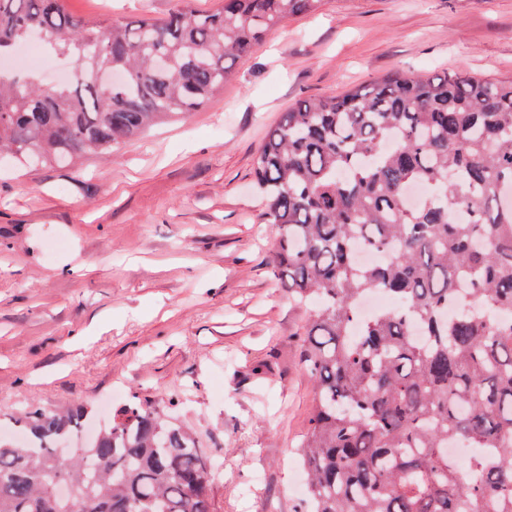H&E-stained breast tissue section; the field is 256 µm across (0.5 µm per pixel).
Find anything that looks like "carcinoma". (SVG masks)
I'll use <instances>...</instances> for the list:
<instances>
[{"instance_id": "obj_1", "label": "carcinoma", "mask_w": 512, "mask_h": 512, "mask_svg": "<svg viewBox=\"0 0 512 512\" xmlns=\"http://www.w3.org/2000/svg\"><path fill=\"white\" fill-rule=\"evenodd\" d=\"M324 0H181L166 17L86 22L64 0H0V54L36 39L74 63L45 89L0 76V154L20 165L109 154L224 87L272 29ZM126 72L104 87L95 69ZM273 273L301 303L315 404L301 445L305 512H512V81L396 72L282 113L255 161ZM431 188L418 204L406 192ZM381 255L358 263L353 244ZM488 312L443 318L462 283ZM382 291L401 304L359 324ZM87 408L0 437V512H215L197 437L127 403L79 447ZM484 448L465 466L448 442Z\"/></svg>"}]
</instances>
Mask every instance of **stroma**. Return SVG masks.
Returning <instances> with one entry per match:
<instances>
[{
  "label": "stroma",
  "mask_w": 512,
  "mask_h": 512,
  "mask_svg": "<svg viewBox=\"0 0 512 512\" xmlns=\"http://www.w3.org/2000/svg\"><path fill=\"white\" fill-rule=\"evenodd\" d=\"M81 19L178 0H65ZM512 80V0H326L269 31L222 91L109 158H0V423L151 403L223 465L218 512H300L310 309L272 268L255 158L282 112L388 72Z\"/></svg>",
  "instance_id": "obj_1"
}]
</instances>
